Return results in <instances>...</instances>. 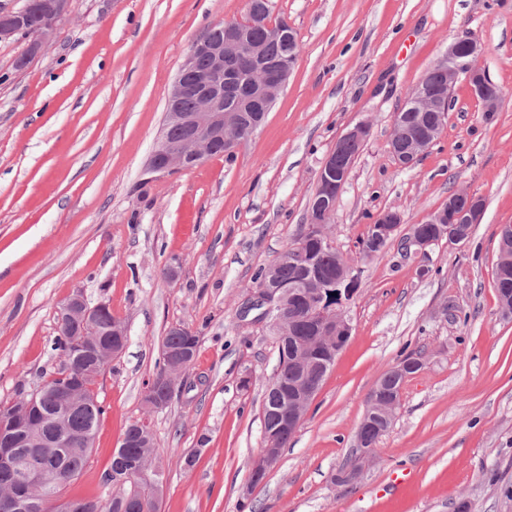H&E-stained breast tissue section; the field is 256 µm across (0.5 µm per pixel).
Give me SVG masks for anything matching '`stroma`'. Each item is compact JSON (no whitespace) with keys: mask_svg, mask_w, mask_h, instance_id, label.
Returning <instances> with one entry per match:
<instances>
[{"mask_svg":"<svg viewBox=\"0 0 512 512\" xmlns=\"http://www.w3.org/2000/svg\"><path fill=\"white\" fill-rule=\"evenodd\" d=\"M299 56L265 121L233 155L153 172L167 92L209 27L246 0H71L24 69L28 37L0 42V404L57 370L63 304L110 305L128 343L98 384L89 463L68 496L99 494L126 426L148 421L165 472L160 512H512V315L494 288L512 224V0H270ZM473 33L503 94L486 115L458 79L448 119L411 167L388 149L393 115L457 36ZM371 131L336 202L332 245L359 269L352 331L279 464L249 487L263 396L278 364L268 328L241 311L254 277L309 216L336 139ZM467 190L484 213L466 245L404 246L411 225ZM403 222L374 256L373 217ZM175 269L167 277L166 269ZM175 324L199 350L167 407L147 412ZM392 425L356 449L365 400L406 355ZM193 464H186L187 456ZM357 463L347 486L333 478ZM409 478L393 485L394 473Z\"/></svg>","mask_w":512,"mask_h":512,"instance_id":"35a3bbf8","label":"stroma"}]
</instances>
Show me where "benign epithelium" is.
Listing matches in <instances>:
<instances>
[{
    "instance_id": "benign-epithelium-1",
    "label": "benign epithelium",
    "mask_w": 512,
    "mask_h": 512,
    "mask_svg": "<svg viewBox=\"0 0 512 512\" xmlns=\"http://www.w3.org/2000/svg\"><path fill=\"white\" fill-rule=\"evenodd\" d=\"M68 7L69 0H26L23 12L38 15L41 22L32 28L28 54L20 65H26L27 60L43 51L53 35L56 20L67 12ZM16 19L15 13L0 14V41L9 40L17 34ZM276 35L285 38L287 48L280 63L262 72L263 89L257 92L252 101L253 110L258 112L259 123L274 104L266 94V89H283L297 59V38L290 31L288 22L281 23L280 31ZM482 53L479 39L466 33L448 46L436 66L448 75L450 89L460 76H465L475 96L482 101L483 111L492 114L499 110L502 94L486 93L488 77L481 66ZM201 54H206L211 59V65L206 70L196 67L197 57ZM258 55V49L245 45L239 32L231 28L227 29L221 42L204 37L194 44L167 92L165 124L180 127L183 134L175 141L165 135L158 139L149 160L151 170L169 172L201 163L210 157V148L220 141L224 142V152L227 154L234 153L241 146V140L232 131L233 117L203 97V90L219 81L224 76V71L230 67H251ZM188 96L199 101L197 110L191 113L179 111L177 102ZM450 100L449 95L434 93L417 86L405 94V104L411 105L412 109L439 112L443 115L449 111ZM442 127L443 124L440 123L425 129L417 136L404 121L393 119L390 143L405 145L403 152L397 155L399 165H413L431 147ZM369 134L370 125L362 122L341 135L325 159L319 177L328 176L339 165L349 169L354 158L344 155L345 143L351 140L364 142ZM482 214L483 201L474 194L457 190L448 196V223L478 224ZM331 215L332 211L327 209L310 217V239L323 245L330 244L317 230L318 225L329 221ZM401 223L402 217L399 214L386 212L379 215L372 225V239L376 247L382 248L391 243ZM446 234L448 227L445 225L438 227L434 234L412 230L406 237V245L415 248L417 252H424L440 242ZM357 283L358 275L354 264L342 256L333 282L321 284L307 281L302 285L318 319L321 340H329L333 334L344 337L351 334V325L344 315V307L353 298ZM283 289L284 285L277 281L274 270L269 269L246 306L248 312L259 311L258 318L279 334L286 331L280 313L287 297ZM328 292L336 293V303L330 306L326 305L325 299ZM59 327L74 336L82 337L75 348L59 350V368L66 374L72 373L74 365L81 366L78 384L51 391L42 386L30 397L0 407V414L7 417V421H0V468L15 472L17 484V491L13 494L0 492V512H71V500L63 497L54 459L39 454L23 455L21 447L37 448L56 436L64 438L73 448L86 446L88 435L70 431L69 416L77 409L99 407L95 385L108 364L124 348L126 330L123 327H112L110 307L102 302L92 305L80 292L70 296L64 303ZM161 356L166 364L162 384L150 386L145 395V403L151 410L161 409L168 404L181 385V375L192 364L188 355L165 345L161 346ZM295 362L301 368L303 377L290 397L288 413L280 417L279 428L283 433L297 431L307 406L321 387L319 364L312 356L311 347H303ZM47 398L52 399L56 409L44 414L37 422L34 415Z\"/></svg>"
}]
</instances>
